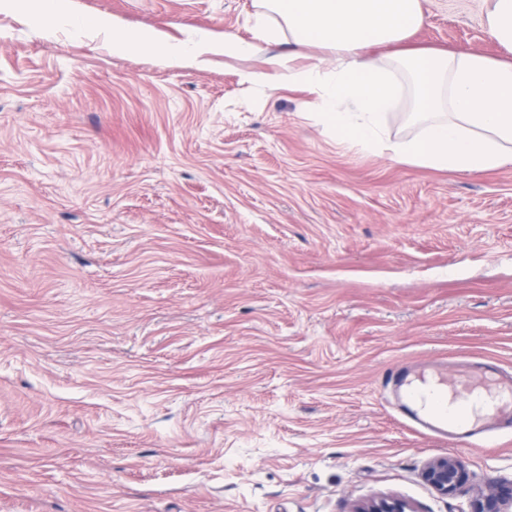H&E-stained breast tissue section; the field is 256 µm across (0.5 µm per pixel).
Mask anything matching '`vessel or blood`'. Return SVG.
<instances>
[{
  "label": "vessel or blood",
  "instance_id": "obj_1",
  "mask_svg": "<svg viewBox=\"0 0 512 512\" xmlns=\"http://www.w3.org/2000/svg\"><path fill=\"white\" fill-rule=\"evenodd\" d=\"M401 394L406 418L442 439L470 442L498 421L512 422V375L484 363L449 377L406 370L385 378Z\"/></svg>",
  "mask_w": 512,
  "mask_h": 512
}]
</instances>
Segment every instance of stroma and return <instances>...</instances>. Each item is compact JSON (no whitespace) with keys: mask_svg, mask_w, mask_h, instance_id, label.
<instances>
[{"mask_svg":"<svg viewBox=\"0 0 512 512\" xmlns=\"http://www.w3.org/2000/svg\"><path fill=\"white\" fill-rule=\"evenodd\" d=\"M410 48L505 49L487 0H420ZM252 0L0 9V512H466L512 481L413 431L383 375L512 373V166L363 153L304 87L113 53L103 16L171 41L254 38ZM469 476L444 496L430 460ZM422 477L443 495L451 496L460 492L468 480L463 464L453 455L441 456L427 463ZM353 512H417L413 505L401 498L383 496L357 504Z\"/></svg>","mask_w":512,"mask_h":512,"instance_id":"35a3bbf8","label":"stroma"}]
</instances>
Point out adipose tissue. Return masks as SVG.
<instances>
[{"mask_svg": "<svg viewBox=\"0 0 512 512\" xmlns=\"http://www.w3.org/2000/svg\"><path fill=\"white\" fill-rule=\"evenodd\" d=\"M261 25L255 40L204 35L171 42L154 31H128L101 18L116 54L161 52L187 64L208 56H252L287 38L291 49L271 55L266 72H245L248 83L305 86L316 95L317 119L338 139L363 152L438 170L480 174L512 166V60L473 50L406 48L425 23L420 0H253ZM323 57L305 62L304 50ZM388 48L385 56L376 55ZM412 95L418 132L390 138L388 112Z\"/></svg>", "mask_w": 512, "mask_h": 512, "instance_id": "adipose-tissue-1", "label": "adipose tissue"}]
</instances>
